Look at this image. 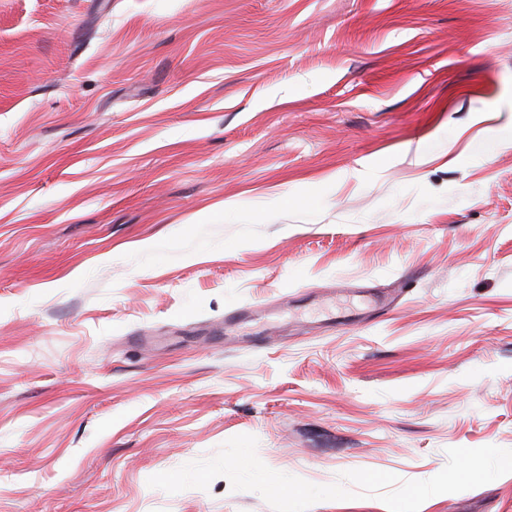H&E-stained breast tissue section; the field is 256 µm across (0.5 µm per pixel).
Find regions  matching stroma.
I'll return each instance as SVG.
<instances>
[{
	"label": "stroma",
	"mask_w": 512,
	"mask_h": 512,
	"mask_svg": "<svg viewBox=\"0 0 512 512\" xmlns=\"http://www.w3.org/2000/svg\"><path fill=\"white\" fill-rule=\"evenodd\" d=\"M241 434L512 449V0H0V512H272L147 484Z\"/></svg>",
	"instance_id": "obj_1"
}]
</instances>
